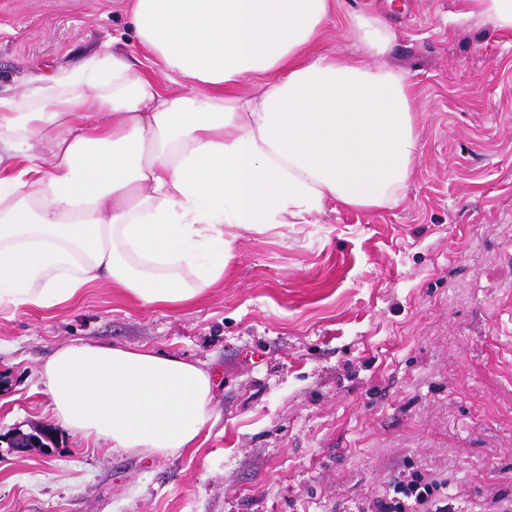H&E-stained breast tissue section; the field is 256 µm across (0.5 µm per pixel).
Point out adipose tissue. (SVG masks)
Returning <instances> with one entry per match:
<instances>
[{"label":"adipose tissue","instance_id":"adipose-tissue-1","mask_svg":"<svg viewBox=\"0 0 512 512\" xmlns=\"http://www.w3.org/2000/svg\"><path fill=\"white\" fill-rule=\"evenodd\" d=\"M338 7L132 0L134 40L160 72L94 55L0 95V307L63 305L102 281L181 306L223 284L225 225L398 205L420 137L408 77L385 63L397 34L352 10L358 54L316 51ZM40 379L57 422L115 451L174 456L211 420L210 372L153 349L72 342Z\"/></svg>","mask_w":512,"mask_h":512}]
</instances>
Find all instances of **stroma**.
Returning <instances> with one entry per match:
<instances>
[{
    "instance_id": "stroma-1",
    "label": "stroma",
    "mask_w": 512,
    "mask_h": 512,
    "mask_svg": "<svg viewBox=\"0 0 512 512\" xmlns=\"http://www.w3.org/2000/svg\"><path fill=\"white\" fill-rule=\"evenodd\" d=\"M130 0H0V94L107 50L155 71ZM383 16L421 153L397 206L225 229L223 285L146 306L95 285L0 310V512H358L397 476L454 512L512 510V33L465 0H341ZM76 340L145 346L217 379L213 425L175 457L54 427L39 369ZM50 425L45 452L16 432Z\"/></svg>"
}]
</instances>
